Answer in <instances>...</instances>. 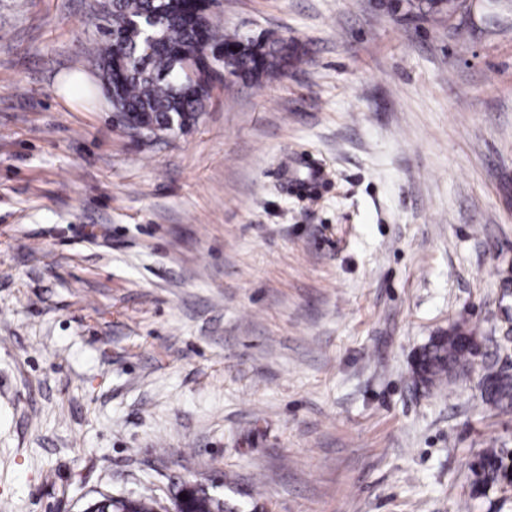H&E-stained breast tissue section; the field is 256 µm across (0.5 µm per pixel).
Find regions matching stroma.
<instances>
[{
    "instance_id": "obj_1",
    "label": "stroma",
    "mask_w": 512,
    "mask_h": 512,
    "mask_svg": "<svg viewBox=\"0 0 512 512\" xmlns=\"http://www.w3.org/2000/svg\"><path fill=\"white\" fill-rule=\"evenodd\" d=\"M472 2L461 36L410 0H216L301 59L155 140L87 65L97 0H0V512H459L512 414L411 370L461 320L492 351L512 272V0ZM183 512H223L224 507L220 502H215L205 491L191 488ZM96 503L98 504V512H119L120 510L129 512H153L152 508L156 501L151 497L141 496L121 502L112 501L110 498H103ZM130 508L133 510H128Z\"/></svg>"
}]
</instances>
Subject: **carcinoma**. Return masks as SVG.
I'll return each mask as SVG.
<instances>
[{"label": "carcinoma", "instance_id": "carcinoma-1", "mask_svg": "<svg viewBox=\"0 0 512 512\" xmlns=\"http://www.w3.org/2000/svg\"><path fill=\"white\" fill-rule=\"evenodd\" d=\"M200 0H104L97 19L105 22L107 39L94 59L112 112L119 124L158 136L193 125L209 99V82H195L182 64L183 50L222 49L224 75L256 82L275 76L300 58L298 44L270 33L251 36L237 31L218 34L211 18L199 14ZM418 14L435 19L465 9L460 0H418ZM495 339L496 351L512 349V307L502 308ZM480 354L474 333L463 322L430 339L412 370L423 388L451 384L472 368ZM500 357L484 355L483 401L502 413H512V373L499 365ZM471 498L500 496L512 500V448H490L470 464ZM98 512H152L148 496L115 502L97 501ZM184 512H224L220 502L193 488Z\"/></svg>", "mask_w": 512, "mask_h": 512}]
</instances>
